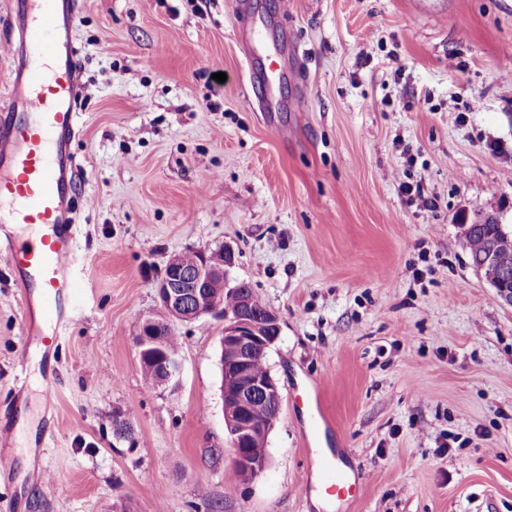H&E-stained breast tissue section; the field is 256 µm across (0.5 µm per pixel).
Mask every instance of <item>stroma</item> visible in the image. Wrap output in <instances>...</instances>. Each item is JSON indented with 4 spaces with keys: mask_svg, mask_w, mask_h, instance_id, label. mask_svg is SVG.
Instances as JSON below:
<instances>
[{
    "mask_svg": "<svg viewBox=\"0 0 512 512\" xmlns=\"http://www.w3.org/2000/svg\"><path fill=\"white\" fill-rule=\"evenodd\" d=\"M75 37L76 308L51 357L26 354L0 262V503L318 512L328 448L360 481L331 512H512V307L461 228H512V0H81ZM227 243L281 325V413L249 481L230 476L223 322L176 325L173 386L147 384L136 347L169 258Z\"/></svg>",
    "mask_w": 512,
    "mask_h": 512,
    "instance_id": "1",
    "label": "stroma"
}]
</instances>
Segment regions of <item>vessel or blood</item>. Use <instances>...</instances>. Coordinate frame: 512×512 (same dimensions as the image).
<instances>
[{
  "label": "vessel or blood",
  "instance_id": "1",
  "mask_svg": "<svg viewBox=\"0 0 512 512\" xmlns=\"http://www.w3.org/2000/svg\"><path fill=\"white\" fill-rule=\"evenodd\" d=\"M79 0H14L5 42L12 97L0 116V259L18 276L27 343L44 352L55 337L40 323L65 326L74 308L77 249L71 224V143L75 138L80 60L72 45ZM321 490L336 501L358 482L322 457Z\"/></svg>",
  "mask_w": 512,
  "mask_h": 512
}]
</instances>
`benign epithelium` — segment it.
I'll return each mask as SVG.
<instances>
[{"label":"benign epithelium","mask_w":512,"mask_h":512,"mask_svg":"<svg viewBox=\"0 0 512 512\" xmlns=\"http://www.w3.org/2000/svg\"><path fill=\"white\" fill-rule=\"evenodd\" d=\"M195 273L165 270L157 284L160 308L145 318L136 338L139 360L152 364L156 382L173 386L182 372L180 353L165 349L160 332L178 322H191L203 315L224 321L221 339V391L224 420L235 463L262 473L266 457L250 453L253 430L268 434L279 419L282 397L271 373L257 375L252 361L267 355L280 336V318L271 309L262 313L252 306L251 289L241 283L230 285L229 269L235 262L233 248L224 244L213 250H199ZM476 271L495 289L498 297L512 305V251L493 250L476 265ZM239 294L237 304L225 305L227 290ZM113 436L133 440V428L124 415L112 419Z\"/></svg>","instance_id":"obj_1"}]
</instances>
